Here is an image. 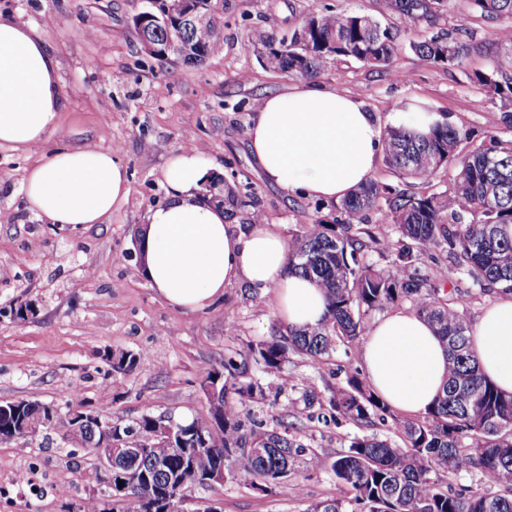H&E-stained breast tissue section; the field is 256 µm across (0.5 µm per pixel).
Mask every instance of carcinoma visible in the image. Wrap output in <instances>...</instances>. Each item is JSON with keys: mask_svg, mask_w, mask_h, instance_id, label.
<instances>
[{"mask_svg": "<svg viewBox=\"0 0 512 512\" xmlns=\"http://www.w3.org/2000/svg\"><path fill=\"white\" fill-rule=\"evenodd\" d=\"M442 0H384V14L399 19L405 28L437 27ZM471 9L487 20L506 22L502 42L512 46V0H469ZM221 17L205 26L186 28L178 15L135 29L139 40L161 41L171 36L189 44L188 64L203 63L221 39ZM397 34L379 20L363 14L332 11L313 14L288 36L259 33L253 52L272 71L317 77L335 56H350L371 65L388 63ZM412 50L439 66H462L476 51L468 41L436 33L411 43ZM471 80L488 87L503 102H512V76L476 72ZM496 128L464 157L457 154L461 141L470 138L446 120L429 135L400 126L387 129L383 156L399 173L397 185L369 182L336 206L345 220L318 218L303 224L288 241V262L298 274L324 292L327 314L314 328H272V338L250 348V354L267 375H282L295 352L319 361L337 348L359 344L371 330V319L388 308L410 305L428 321L448 351V381L433 405L410 420L394 419L403 434L395 445L377 434L352 438L347 449L327 459L309 451L290 425L278 430L245 427L241 404L264 401L263 385L242 380L241 365L224 361V371H210L203 383L218 388L219 400L209 403L207 418L176 423L175 432L195 447L194 436L205 452L174 459L161 442L160 426L166 417L144 414L132 424H112V439L122 448L141 449L136 460L114 458L118 471L131 469L139 482L125 497L112 500V512H162L172 505L174 481L181 493L203 485L205 474L224 461L226 477L253 489H273L288 483L300 469L329 468L346 498L314 501L306 512H512V394L497 389L480 372L469 343L465 310L469 296L445 293L412 272L425 254H445L454 273L479 288L512 293V240L500 227L512 224V115L505 113ZM457 165L449 189L426 193L440 170ZM210 201L224 208L227 217L243 224L265 219L260 203L224 178ZM372 211L384 213L392 239L382 252L388 264L377 267L370 253L379 249V231L365 223ZM137 354L121 351L112 370L125 376L139 364ZM306 408L326 407L332 415L369 429L391 414L359 368L346 372L345 381L321 398L303 390ZM25 400L0 404V427L15 423L27 413ZM102 425L72 429L68 420L54 419L44 431L67 440L92 444ZM478 471L485 490L453 491L448 479Z\"/></svg>", "mask_w": 512, "mask_h": 512, "instance_id": "cac0c4a2", "label": "carcinoma"}]
</instances>
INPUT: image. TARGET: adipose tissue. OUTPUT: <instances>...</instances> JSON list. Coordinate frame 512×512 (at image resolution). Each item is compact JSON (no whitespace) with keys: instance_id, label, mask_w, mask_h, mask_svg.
Segmentation results:
<instances>
[{"instance_id":"1","label":"adipose tissue","mask_w":512,"mask_h":512,"mask_svg":"<svg viewBox=\"0 0 512 512\" xmlns=\"http://www.w3.org/2000/svg\"><path fill=\"white\" fill-rule=\"evenodd\" d=\"M59 62L32 26L0 15V149L27 154L57 130L65 102ZM435 113L411 105L379 121L350 96L312 83L263 98L248 129L250 150L266 182L289 196L339 201L368 183L383 149V123L429 133ZM211 168L192 148L164 170L168 198L146 217L140 236L142 273L168 304L198 311L243 283L269 293L276 312L295 328L316 326L326 313L323 291L288 265L279 225L229 224L201 194ZM27 209L50 224H102L128 195L127 170L114 152L92 146L56 150L26 169ZM484 374L512 393V294L502 295L471 324ZM363 364L378 395L393 409L419 415L448 372L433 328L410 308L373 325Z\"/></svg>"}]
</instances>
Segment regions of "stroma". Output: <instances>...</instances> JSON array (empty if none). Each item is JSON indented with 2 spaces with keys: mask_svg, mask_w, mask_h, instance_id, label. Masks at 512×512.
I'll list each match as a JSON object with an SVG mask.
<instances>
[{
  "mask_svg": "<svg viewBox=\"0 0 512 512\" xmlns=\"http://www.w3.org/2000/svg\"><path fill=\"white\" fill-rule=\"evenodd\" d=\"M217 6L223 41L203 64L190 68L144 52L132 19L147 9L146 0H0L1 13L37 28L57 56L66 104L60 128L30 156L0 149V211L12 217L0 223V402L50 404L62 418L83 407L102 420L128 425L144 414L205 417L202 378L223 370L230 357L245 356L248 378L264 381L247 353L270 339L279 321L270 297L232 285L209 309L171 307L143 276L133 238L148 211L164 202L163 170L188 137L214 174L256 193L268 223L280 225L284 234L317 219L315 200L289 197L266 184L249 151L253 102L304 82L263 67L252 39L258 30L291 32L327 8L377 18L382 0H217ZM439 26L478 44L479 53L456 68L436 66L410 47L424 29H401L388 65L339 56L328 60L316 82L355 96L381 117L392 107L423 102L471 132L459 146L460 154H467L476 136L508 109L470 77L490 71L512 75V46L499 38L500 21L476 16L469 0H444ZM85 145L118 155L129 178L126 200L102 224L72 228L37 219L25 207V170L55 150ZM415 267L420 277L452 280L470 295L468 320H476L499 296L454 275L444 260L424 256ZM29 301L37 314L15 320L12 309ZM230 320L236 326L232 332L226 328ZM109 350L139 354L141 362L114 396L104 398L100 388L112 378L104 357ZM362 356L359 347L340 350L316 365L293 353L285 373L325 397ZM245 409L269 429L294 423L296 438L327 457L345 450L360 433L344 421H308L296 391L285 392L276 404L250 402ZM299 478L307 489L303 497L290 485L260 493L228 480L193 489L186 507L194 512L198 502L214 501L222 512H306L310 501L341 494L329 469ZM104 488L97 460L84 449L64 443L46 448L38 435L0 442V512H75L83 499Z\"/></svg>",
  "mask_w": 512,
  "mask_h": 512,
  "instance_id": "stroma-1",
  "label": "stroma"
}]
</instances>
